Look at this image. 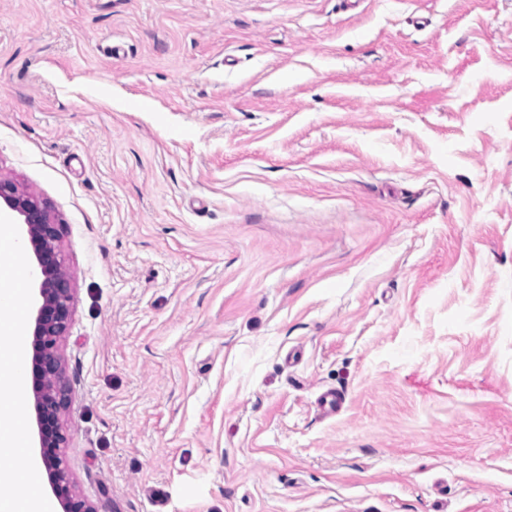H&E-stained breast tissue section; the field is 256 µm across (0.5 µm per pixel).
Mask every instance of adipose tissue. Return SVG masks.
I'll return each mask as SVG.
<instances>
[{
  "label": "adipose tissue",
  "mask_w": 512,
  "mask_h": 512,
  "mask_svg": "<svg viewBox=\"0 0 512 512\" xmlns=\"http://www.w3.org/2000/svg\"><path fill=\"white\" fill-rule=\"evenodd\" d=\"M22 251L23 246L18 243L13 250L0 252V272L18 276L17 288L10 291L12 305L9 309H0V447L14 445V454L19 458L15 470L0 472V505H16L19 512H52L51 501L34 489L36 476L22 461V449L15 446L16 437L23 429V416L11 402L18 398L21 386L26 383L18 370L25 367L27 361L23 306L28 275L19 269Z\"/></svg>",
  "instance_id": "adipose-tissue-1"
}]
</instances>
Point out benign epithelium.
Segmentation results:
<instances>
[{
  "label": "benign epithelium",
  "mask_w": 512,
  "mask_h": 512,
  "mask_svg": "<svg viewBox=\"0 0 512 512\" xmlns=\"http://www.w3.org/2000/svg\"><path fill=\"white\" fill-rule=\"evenodd\" d=\"M0 203L15 212L26 226V250L35 258L40 304L32 328V391L41 458L63 512H96L76 494L62 468L61 448L67 437L61 414L67 404V393L61 380L58 346L69 324L73 304L69 280L56 246L59 228L46 202L20 195L13 183L1 178Z\"/></svg>",
  "instance_id": "7a95c632"
}]
</instances>
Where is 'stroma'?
<instances>
[{"instance_id": "1", "label": "stroma", "mask_w": 512, "mask_h": 512, "mask_svg": "<svg viewBox=\"0 0 512 512\" xmlns=\"http://www.w3.org/2000/svg\"><path fill=\"white\" fill-rule=\"evenodd\" d=\"M0 177L96 512H512V0H0ZM2 202L26 226V250L35 258V279L41 300L31 334L32 391L41 458L63 512H96L76 494L62 468L61 448L67 437L61 414L67 404V393L61 380L58 346L69 324L73 304L69 280L56 246L58 224L53 221L46 202L20 195L13 183L0 178V206Z\"/></svg>"}]
</instances>
